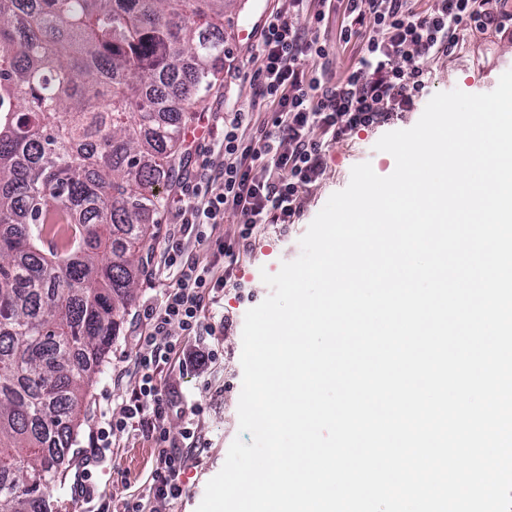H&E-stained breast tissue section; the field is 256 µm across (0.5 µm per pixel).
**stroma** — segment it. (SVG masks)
Returning <instances> with one entry per match:
<instances>
[{
  "label": "stroma",
  "mask_w": 512,
  "mask_h": 512,
  "mask_svg": "<svg viewBox=\"0 0 512 512\" xmlns=\"http://www.w3.org/2000/svg\"><path fill=\"white\" fill-rule=\"evenodd\" d=\"M275 6L276 0H241L240 7L225 12L224 47L233 66L249 74L255 71L256 43L243 37L241 27L265 21ZM423 65L430 73L426 97L417 100L412 110L404 113L401 118L354 133L350 144L331 148L328 167L320 179V185L306 199L296 223L266 225L253 238L250 260L234 268L218 304L213 307L216 316H225L233 321L232 327L221 338L223 362L206 365L186 376L171 372L170 381L174 387L171 398L177 410L165 421L169 435L173 440H180L185 413L196 409L200 412L199 425L208 446L195 453L189 462L183 476V496L158 503L159 512H196L207 482L223 467L231 442L238 437L246 442L251 439L250 434L239 431L238 403L242 388L240 358L244 316L271 293L261 278L262 273H277L282 263L295 260L300 255V238L328 198L348 186L353 166L370 163L375 173L381 176L390 175L394 171V157L376 150L375 145L387 132L413 127L420 119L429 96L456 88L469 94L494 90L500 76L512 69V41L492 33L481 35L469 39L456 53L424 60ZM230 109L245 112L247 122L254 128L265 119L264 114L252 111L248 89L224 77L201 104L192 122L185 127L184 139H191L194 134L210 130L213 124L221 123L225 111ZM195 171L196 153L191 150L185 156L178 179L160 185L159 191L165 204L149 217L154 232V251L160 252L166 248L174 232L171 213L176 205L179 184L193 177ZM168 286V280L139 276L133 300L124 313L120 332L112 341L104 372L89 388L87 401L108 399L117 405L129 398L130 392L126 383L120 381L119 374L131 365L139 352L133 316L142 312L146 304H159ZM121 444L122 456L114 468L94 476L98 489L105 491L117 505L137 493L149 473L153 453L152 441L139 430L130 431Z\"/></svg>",
  "instance_id": "obj_1"
}]
</instances>
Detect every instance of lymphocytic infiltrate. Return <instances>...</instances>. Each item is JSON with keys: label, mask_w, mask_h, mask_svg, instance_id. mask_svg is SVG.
<instances>
[{"label": "lymphocytic infiltrate", "mask_w": 512, "mask_h": 512, "mask_svg": "<svg viewBox=\"0 0 512 512\" xmlns=\"http://www.w3.org/2000/svg\"><path fill=\"white\" fill-rule=\"evenodd\" d=\"M337 11L342 21L331 43L320 31ZM491 31L512 37V0H427L423 8L418 0H281L260 32L258 68L249 80L252 107L269 118L251 132L244 113H225L221 136L197 148V174L182 183L172 213L178 236L149 257L152 275L172 283L160 304L142 313L145 352L129 375L131 400L116 413L95 408L89 446L70 464L73 497L95 502L94 473L117 455V442L135 424L152 441L154 462L145 492L121 512H157L158 502L182 497L198 426L187 419L181 442L170 439L164 420L174 405L164 370L174 365L184 375L219 358L218 349L186 344L228 329L227 320L212 322L209 309L234 265L250 256L255 230L295 222L330 148L412 108L428 84L423 60ZM336 43L359 53L339 74L332 70ZM229 210L242 218L239 251L219 233Z\"/></svg>", "instance_id": "obj_1"}]
</instances>
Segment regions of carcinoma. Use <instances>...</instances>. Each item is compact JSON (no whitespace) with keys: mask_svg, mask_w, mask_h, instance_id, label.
I'll list each match as a JSON object with an SVG mask.
<instances>
[{"mask_svg":"<svg viewBox=\"0 0 512 512\" xmlns=\"http://www.w3.org/2000/svg\"><path fill=\"white\" fill-rule=\"evenodd\" d=\"M236 0H0V512H47Z\"/></svg>","mask_w":512,"mask_h":512,"instance_id":"carcinoma-1","label":"carcinoma"}]
</instances>
